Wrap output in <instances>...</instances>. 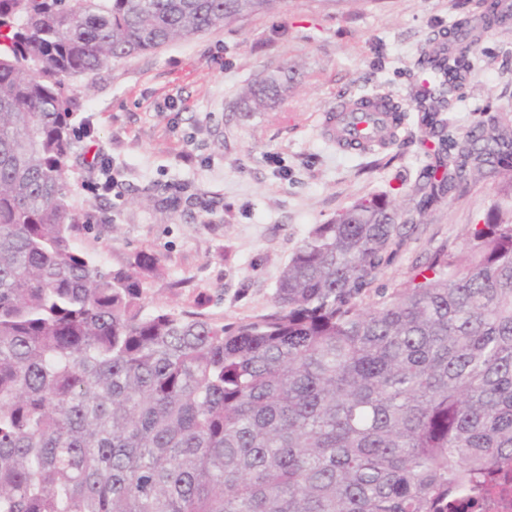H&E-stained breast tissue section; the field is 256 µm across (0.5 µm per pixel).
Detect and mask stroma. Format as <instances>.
<instances>
[{
  "mask_svg": "<svg viewBox=\"0 0 512 512\" xmlns=\"http://www.w3.org/2000/svg\"><path fill=\"white\" fill-rule=\"evenodd\" d=\"M483 0H279L205 33L112 62L74 80L75 121L91 129L67 162L77 243L107 266L159 255L152 305L203 300L216 320L269 309L280 270L307 236L357 199L388 193L413 206L432 161L419 124L415 61L428 37L479 13ZM448 112L456 141L490 119L512 121V27L493 28ZM287 63L298 82L270 107L245 109L250 84ZM388 94L406 109L393 145L343 153L326 132L337 97ZM98 152L111 190L83 164ZM497 181L434 204L367 293L408 284L440 250L458 254L483 223Z\"/></svg>",
  "mask_w": 512,
  "mask_h": 512,
  "instance_id": "obj_1",
  "label": "stroma"
}]
</instances>
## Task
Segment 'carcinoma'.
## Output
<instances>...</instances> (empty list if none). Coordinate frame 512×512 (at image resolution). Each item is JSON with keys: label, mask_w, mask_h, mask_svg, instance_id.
I'll return each instance as SVG.
<instances>
[{"label": "carcinoma", "mask_w": 512, "mask_h": 512, "mask_svg": "<svg viewBox=\"0 0 512 512\" xmlns=\"http://www.w3.org/2000/svg\"><path fill=\"white\" fill-rule=\"evenodd\" d=\"M280 0H0V512H448L512 465V137L439 148L415 207L501 179L465 254L362 304L407 222L385 194L316 224L270 310L218 322L150 308L158 257L77 248L71 80ZM493 5L429 40L416 100L447 94ZM284 65L249 89L288 91Z\"/></svg>", "instance_id": "1"}]
</instances>
